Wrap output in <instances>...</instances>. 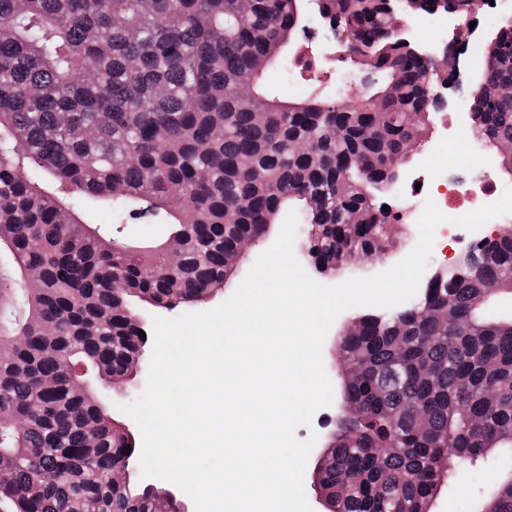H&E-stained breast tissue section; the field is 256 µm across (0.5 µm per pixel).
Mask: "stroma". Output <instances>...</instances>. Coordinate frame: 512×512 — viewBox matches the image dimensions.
<instances>
[{
	"label": "stroma",
	"instance_id": "1",
	"mask_svg": "<svg viewBox=\"0 0 512 512\" xmlns=\"http://www.w3.org/2000/svg\"><path fill=\"white\" fill-rule=\"evenodd\" d=\"M353 73L340 63L324 65L314 75L300 73L293 64L285 68L270 69L266 74V87L271 95H299L311 89L331 94L350 95ZM431 132L408 158L406 166L412 171L425 170L446 184L461 178L476 185L493 180L499 190L512 187V176L496 166L491 155L476 151L470 144L460 143V125L454 112L444 111L436 115L430 124ZM402 200L409 207V221L397 224L393 246L384 260L362 258L343 266L333 274L316 275V282L336 286L353 278H368L383 273L402 261L415 247L418 240V221L424 211L423 200L413 198L410 190H403ZM90 223L100 228L103 237L125 246L141 249L153 245L165 237L168 227L162 217L147 215L134 217L126 212L120 215L97 207L88 215ZM512 469V457L497 450L488 454L480 463L477 480L463 483L460 487L442 486L432 501L431 512H480L487 491L497 484L499 478Z\"/></svg>",
	"mask_w": 512,
	"mask_h": 512
}]
</instances>
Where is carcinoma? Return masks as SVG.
<instances>
[{
	"label": "carcinoma",
	"mask_w": 512,
	"mask_h": 512,
	"mask_svg": "<svg viewBox=\"0 0 512 512\" xmlns=\"http://www.w3.org/2000/svg\"><path fill=\"white\" fill-rule=\"evenodd\" d=\"M322 8L353 36L342 59L377 74L347 101L267 92L258 64L293 44L294 0L246 13L238 0H0V512H155L158 491L112 485L139 448L74 378L87 367L124 382L147 343L141 308L205 301L232 274L238 241L265 237L292 204L304 226L295 256L320 274L383 255L393 222L408 220L393 170L448 73L427 74L385 27L430 2L396 15L388 0ZM479 53L469 130L495 152L512 143V43ZM80 203L163 216L178 273L165 242L112 249ZM510 279L512 227L482 246L477 270L436 273L413 303L362 314L337 337L358 375L338 378L324 512H430L443 482L512 449V317L487 309ZM446 307L452 320L436 321ZM481 512H512V474Z\"/></svg>",
	"instance_id": "obj_1"
}]
</instances>
